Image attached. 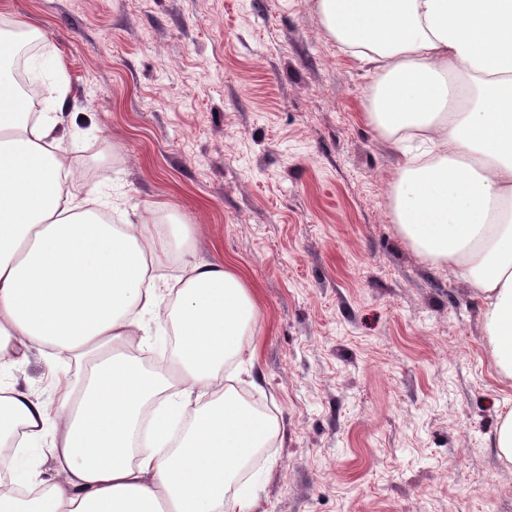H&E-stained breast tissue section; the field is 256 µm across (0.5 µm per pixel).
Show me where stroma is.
I'll use <instances>...</instances> for the list:
<instances>
[{"mask_svg":"<svg viewBox=\"0 0 512 512\" xmlns=\"http://www.w3.org/2000/svg\"><path fill=\"white\" fill-rule=\"evenodd\" d=\"M1 18L40 34L29 73L99 208H170L194 259L250 288L240 390L279 425L245 479L257 512H512L493 446L512 383L470 286L395 224L377 76L316 0H0ZM58 374L83 368L34 350L14 371L48 404Z\"/></svg>","mask_w":512,"mask_h":512,"instance_id":"stroma-1","label":"stroma"}]
</instances>
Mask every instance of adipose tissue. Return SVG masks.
<instances>
[{"instance_id": "ef3b65f1", "label": "adipose tissue", "mask_w": 512, "mask_h": 512, "mask_svg": "<svg viewBox=\"0 0 512 512\" xmlns=\"http://www.w3.org/2000/svg\"><path fill=\"white\" fill-rule=\"evenodd\" d=\"M325 32L373 65L367 118L427 143L404 154L393 216L424 258L482 303L485 345L512 381V0H317ZM0 53V443L15 447L0 512H255L232 489L276 437L227 385L256 322L230 266L194 260V228L148 210L104 221L61 149L62 113L30 121ZM183 273L178 347L161 371L129 354L158 314L163 265ZM89 361L53 405L19 386L29 350ZM48 449L55 474L40 471Z\"/></svg>"}]
</instances>
